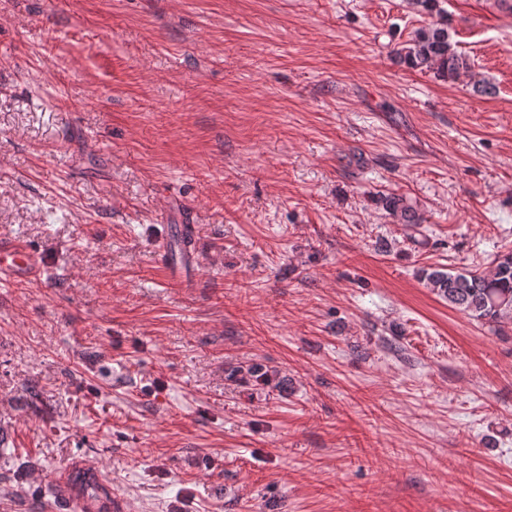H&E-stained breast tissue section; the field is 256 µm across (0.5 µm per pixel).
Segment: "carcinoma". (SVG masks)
Masks as SVG:
<instances>
[{"instance_id":"carcinoma-1","label":"carcinoma","mask_w":512,"mask_h":512,"mask_svg":"<svg viewBox=\"0 0 512 512\" xmlns=\"http://www.w3.org/2000/svg\"><path fill=\"white\" fill-rule=\"evenodd\" d=\"M420 11L433 17L420 27L408 43L395 50L398 63L421 71L434 70L442 77L456 80L469 71V63L458 52L448 30V14L440 7V0H410ZM377 202L405 224H420L423 218L406 200L396 194L381 195ZM421 277L426 285L448 307L467 314L471 319L488 325L512 321V251L498 255L494 270L482 272L450 271L442 268L424 269ZM228 378L242 386L270 385L280 387L276 375L261 364L233 367Z\"/></svg>"}]
</instances>
